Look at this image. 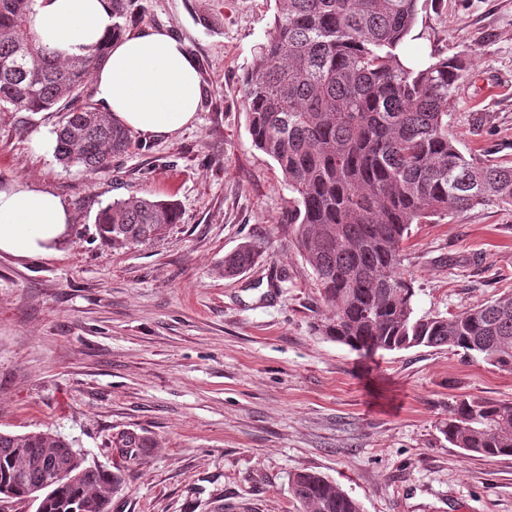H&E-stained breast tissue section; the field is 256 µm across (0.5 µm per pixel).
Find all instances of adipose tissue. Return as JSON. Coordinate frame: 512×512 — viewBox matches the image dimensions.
Segmentation results:
<instances>
[{
    "instance_id": "adipose-tissue-1",
    "label": "adipose tissue",
    "mask_w": 512,
    "mask_h": 512,
    "mask_svg": "<svg viewBox=\"0 0 512 512\" xmlns=\"http://www.w3.org/2000/svg\"><path fill=\"white\" fill-rule=\"evenodd\" d=\"M107 0H34L33 28L62 57L85 55L108 42L93 78L104 111L145 136L170 135L190 124L201 85L195 59L166 31L146 29L111 38ZM71 213L55 193L25 179L0 185V254H55L69 233Z\"/></svg>"
}]
</instances>
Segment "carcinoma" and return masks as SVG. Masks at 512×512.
Returning a JSON list of instances; mask_svg holds the SVG:
<instances>
[{
	"instance_id": "cac0c4a2",
	"label": "carcinoma",
	"mask_w": 512,
	"mask_h": 512,
	"mask_svg": "<svg viewBox=\"0 0 512 512\" xmlns=\"http://www.w3.org/2000/svg\"><path fill=\"white\" fill-rule=\"evenodd\" d=\"M33 0H0V112H65L54 152L64 165L104 170L124 154L129 131L98 108L74 102L105 63L107 45L62 60L31 31ZM277 11L244 107L254 146L272 158L296 194L288 223L330 315L320 334L356 352L446 346L512 371V296L443 317L415 313L402 270L411 225L478 206L512 207V167L465 156L448 133V108L470 66L440 58L403 64L418 0H275ZM170 200L132 195L101 209L100 241L131 249L179 223ZM260 247L224 256L237 277ZM448 443L467 456H512V402L464 397L449 407ZM138 459L155 442L135 431L112 440ZM74 443L52 431H0V499L36 500L37 512H109L121 469L85 466ZM303 512H361L334 481L290 479Z\"/></svg>"
}]
</instances>
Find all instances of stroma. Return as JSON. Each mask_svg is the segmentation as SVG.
Masks as SVG:
<instances>
[{
    "label": "stroma",
    "mask_w": 512,
    "mask_h": 512,
    "mask_svg": "<svg viewBox=\"0 0 512 512\" xmlns=\"http://www.w3.org/2000/svg\"><path fill=\"white\" fill-rule=\"evenodd\" d=\"M274 14V0H129L124 32L186 41L202 95L192 125L132 133L108 170L56 159L62 113L0 114V183L31 180L73 217L56 255H0V431L51 430L123 469L112 512H297L300 471L362 512H512V457L464 455L440 432L456 399L512 401V372L445 347L361 355L314 330L329 310L287 222L292 193L242 105ZM406 44L470 58L448 132L511 165L512 0H419ZM132 194L176 201L180 223L102 244L97 213ZM249 241L261 262L224 278ZM405 254L417 314L510 294L512 207L412 225ZM126 430L155 447L124 461L112 439Z\"/></svg>",
    "instance_id": "stroma-1"
}]
</instances>
